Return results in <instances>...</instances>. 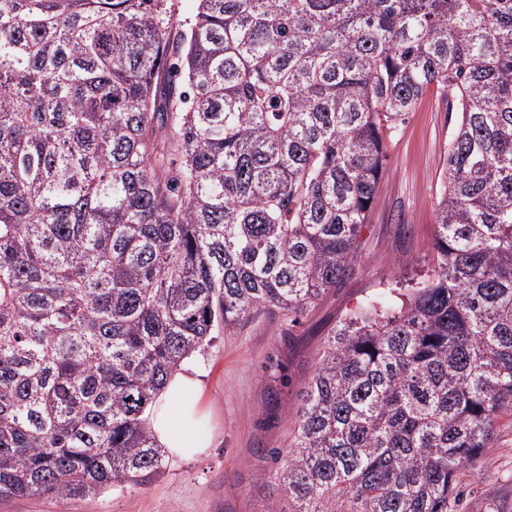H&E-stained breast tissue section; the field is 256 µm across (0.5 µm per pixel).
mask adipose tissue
<instances>
[{
	"label": "adipose tissue",
	"mask_w": 512,
	"mask_h": 512,
	"mask_svg": "<svg viewBox=\"0 0 512 512\" xmlns=\"http://www.w3.org/2000/svg\"><path fill=\"white\" fill-rule=\"evenodd\" d=\"M202 390L198 373L189 366H182L167 381L155 403L145 413L147 427L159 445L176 456H191L204 452L206 437L194 422L203 418L205 411L199 405L178 408V401L188 395L199 396Z\"/></svg>",
	"instance_id": "adipose-tissue-1"
}]
</instances>
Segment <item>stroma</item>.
I'll list each match as a JSON object with an SVG mask.
<instances>
[{"mask_svg": "<svg viewBox=\"0 0 512 512\" xmlns=\"http://www.w3.org/2000/svg\"><path fill=\"white\" fill-rule=\"evenodd\" d=\"M456 113L435 93L411 112L388 160L350 275L298 322L275 309L252 313L196 354L201 407L213 442L204 453L170 457L145 486H115L86 499L0 497V512H268L275 453L287 452L302 393L328 330L373 296L406 291L436 266L435 207L441 156ZM460 512H512V418L466 473Z\"/></svg>", "mask_w": 512, "mask_h": 512, "instance_id": "35a3bbf8", "label": "stroma"}]
</instances>
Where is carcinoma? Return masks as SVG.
<instances>
[{"instance_id":"cac0c4a2","label":"carcinoma","mask_w":512,"mask_h":512,"mask_svg":"<svg viewBox=\"0 0 512 512\" xmlns=\"http://www.w3.org/2000/svg\"><path fill=\"white\" fill-rule=\"evenodd\" d=\"M196 2L0 0V497L164 474L147 408L353 270L434 90L437 270L330 330L269 512H458L512 417V0Z\"/></svg>"}]
</instances>
